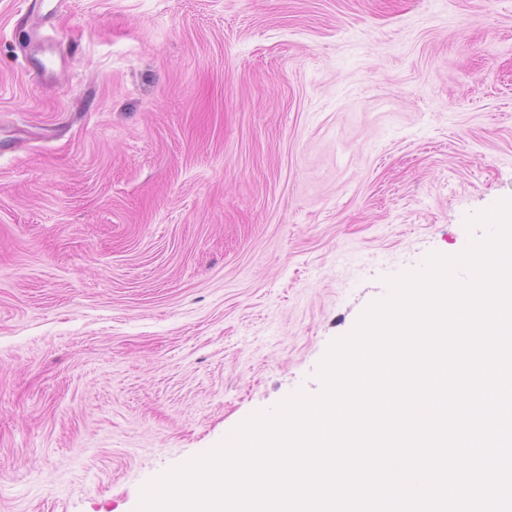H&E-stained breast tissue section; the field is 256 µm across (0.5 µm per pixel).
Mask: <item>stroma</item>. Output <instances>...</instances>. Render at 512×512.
<instances>
[{
  "label": "stroma",
  "mask_w": 512,
  "mask_h": 512,
  "mask_svg": "<svg viewBox=\"0 0 512 512\" xmlns=\"http://www.w3.org/2000/svg\"><path fill=\"white\" fill-rule=\"evenodd\" d=\"M30 3L0 0V512H136L512 198V0Z\"/></svg>",
  "instance_id": "stroma-1"
}]
</instances>
